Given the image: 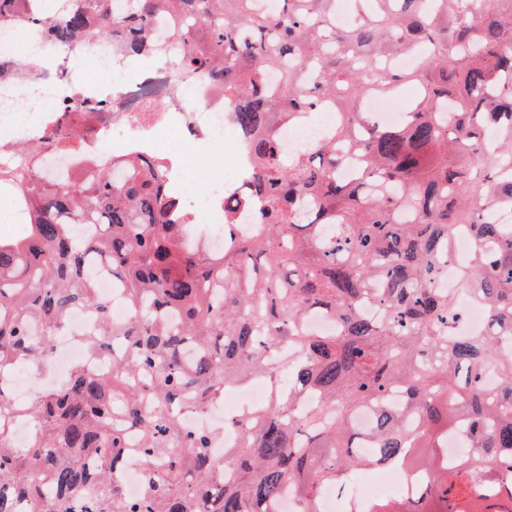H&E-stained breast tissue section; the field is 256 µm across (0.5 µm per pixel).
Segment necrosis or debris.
Returning <instances> with one entry per match:
<instances>
[{
	"instance_id": "obj_1",
	"label": "necrosis or debris",
	"mask_w": 512,
	"mask_h": 512,
	"mask_svg": "<svg viewBox=\"0 0 512 512\" xmlns=\"http://www.w3.org/2000/svg\"><path fill=\"white\" fill-rule=\"evenodd\" d=\"M177 27L168 13L156 16L151 37L161 44L164 62L154 66L138 65L108 41L60 44L33 24L0 27V62L10 63L21 54L55 61L48 72L35 69L22 78L0 82V166L23 168L24 159L16 153L21 145L38 147L39 167L58 179L103 168L123 181L120 160L129 153L160 162L182 214L190 222L211 226L206 248L214 253L224 247L225 223H233L239 235L259 223L258 208L239 203L249 195L255 172L248 136L232 122L223 87L204 71L186 78L175 72L183 52ZM80 53L108 72L109 82L90 85L72 69L70 59ZM22 103L27 111H19ZM335 123L336 107L329 104L312 122L282 127V153L291 154L299 141L317 140ZM65 126L90 127L94 133L75 151L64 152L51 142L56 129ZM219 165L224 168L220 174L215 171ZM89 326L86 310L77 308L70 313L65 331L49 339L40 364V387L57 386L77 362L96 372L109 368L111 352L93 354L77 344ZM272 385L267 378L255 380L246 389L230 392L223 403L188 417L186 425L210 428L213 418H228L261 403Z\"/></svg>"
}]
</instances>
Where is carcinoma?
<instances>
[{
  "mask_svg": "<svg viewBox=\"0 0 512 512\" xmlns=\"http://www.w3.org/2000/svg\"><path fill=\"white\" fill-rule=\"evenodd\" d=\"M127 2L98 23L82 6L34 22L54 40L107 37L139 57L153 51L155 13L198 20L180 66L210 71L235 101L262 223L201 250L207 229L176 219L160 168L136 156L122 160V185L103 169L17 175L27 222L0 238V379L37 364L75 307L94 315L89 350H124L26 402L0 392V512H269L285 487L317 512L324 485L347 489L374 466L430 479L414 499H349L345 512H512V351L499 345L512 338V224L489 219L512 211V0H351L345 30L336 0H278L274 13L256 0ZM29 3L0 0V23L30 18ZM416 49L418 67L393 65ZM273 68L282 90L270 96ZM408 82L420 95L402 123L364 130L363 98ZM329 100L336 129L283 159L281 126ZM461 228L473 248L458 291L486 309L479 336L453 333L454 297L438 287ZM102 273L123 288L128 319L100 297ZM312 314L337 327L308 331ZM260 374L288 385L236 416V444L213 457L215 433L186 429L185 414ZM309 393L317 406L304 409ZM364 406L376 411L371 457L355 451ZM24 420L36 429L18 448ZM460 426L467 453L450 463L443 440ZM131 451L142 489L124 497L115 477Z\"/></svg>",
  "mask_w": 512,
  "mask_h": 512,
  "instance_id": "cac0c4a2",
  "label": "carcinoma"
}]
</instances>
